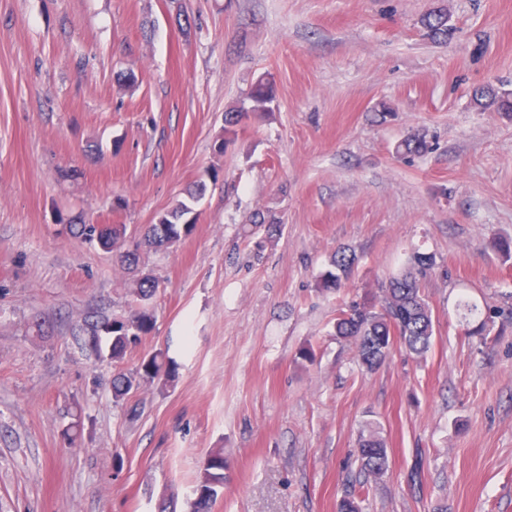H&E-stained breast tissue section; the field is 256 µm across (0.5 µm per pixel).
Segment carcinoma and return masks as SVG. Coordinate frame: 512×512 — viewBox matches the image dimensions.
Segmentation results:
<instances>
[{
	"label": "carcinoma",
	"instance_id": "1",
	"mask_svg": "<svg viewBox=\"0 0 512 512\" xmlns=\"http://www.w3.org/2000/svg\"><path fill=\"white\" fill-rule=\"evenodd\" d=\"M426 34L433 40H446L452 28L448 25V13L431 11L422 19ZM274 85L269 81H259L251 91L253 111L264 112L267 104L274 101ZM475 105L498 112L512 113V95L501 93L492 87H484L474 94ZM245 113L236 109L224 113V139L215 143L222 151L232 141ZM431 149L430 142L420 135H412L402 140L396 147L401 156L418 155ZM205 191V184L190 194V202L181 201L173 208L160 213L146 235V244L155 248L170 247L189 235L194 223L189 221L193 213L192 204L197 202ZM252 227L249 234L262 230L270 238L279 231L280 225L272 215L256 213L251 216ZM69 231L79 237L93 240L117 249L116 259L121 266L137 265L139 248L121 250L125 228L115 224L101 229L94 224H71ZM356 256L344 248L337 249L331 257V269L319 281L324 291H336L344 287L350 279ZM434 266L433 256L418 253L408 267L388 278L381 286L380 294L353 301L340 309L334 322V335L355 344L359 365L367 372L377 370L387 359L395 345H402L416 357H423L430 350L435 335L434 320L426 302L421 280ZM159 287L158 281L150 275L141 277L135 284V294L142 302L149 301ZM457 309L460 322L466 326L467 335L476 336L485 330V321L480 319L479 306L463 297L458 300ZM153 330V315L146 306L129 318H99L86 320L76 328L77 333L88 336V345L96 354H102V342H107L108 357L113 362H121L127 351ZM178 364L164 351H156L143 358L139 366L129 373H118L112 378V396L119 402L142 385L164 377V383H171L177 377ZM357 460L360 471L368 477L379 479L389 473L390 462L387 448L377 432L372 431L359 440ZM224 449L213 448L207 452L200 474L192 486L191 512H211L213 503L224 489Z\"/></svg>",
	"mask_w": 512,
	"mask_h": 512
}]
</instances>
